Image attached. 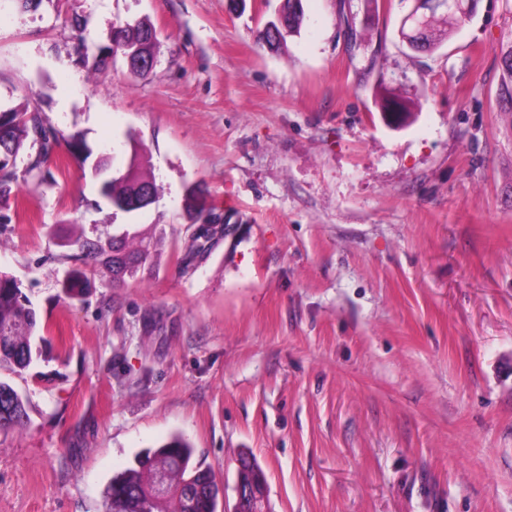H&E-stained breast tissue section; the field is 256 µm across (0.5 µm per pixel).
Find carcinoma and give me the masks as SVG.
<instances>
[{"mask_svg":"<svg viewBox=\"0 0 512 512\" xmlns=\"http://www.w3.org/2000/svg\"><path fill=\"white\" fill-rule=\"evenodd\" d=\"M303 17L302 0H283L281 19L272 23L275 33L265 28L263 43L271 50L279 48L285 37L296 32ZM448 28L464 21L457 14H449L439 7L426 13L422 20L426 30L425 39L429 45L440 48L451 36L442 30L438 22ZM154 28L140 21L119 28L117 44L125 53H134L142 58L155 57L156 41L151 39ZM501 78L498 90L499 101L507 122L512 126V41L501 47ZM0 157L16 159L26 139L39 144L38 153L32 157L25 174L41 182L49 178L44 170L43 155L52 144L65 141L72 155L82 162L92 156L84 136L79 132L66 134L53 127L41 113L32 111L26 104L8 110H0ZM91 174L100 183V193L118 210L135 200L145 186L158 194L159 186L151 173L133 156L127 169L113 173L110 157L101 155L91 166ZM17 180L16 170L4 163L0 165V202L10 194L11 184ZM201 225L191 237L184 268H189L198 254L197 241L208 238L214 232V225ZM135 236L125 234L105 242L88 238H77L71 245L77 248L72 259L77 265L67 273L62 287L68 291L89 283L86 268L98 263L105 264L112 274L113 282L123 283L137 276L142 267L152 259L150 244L141 240L134 244ZM38 328L36 312L26 303L17 279L0 272V367L7 366L21 374L27 371L38 353L33 348V336ZM6 406L7 414L0 413V433L23 428L28 421L27 402L10 384L0 381V407ZM194 448L183 436L175 434L155 449L146 450L134 458V465L112 477L107 489L110 502L108 512H218L220 490L215 476L209 469H203L193 462ZM242 469L239 478L256 482L264 481L256 461L247 453L239 456Z\"/></svg>","mask_w":512,"mask_h":512,"instance_id":"cac0c4a2","label":"carcinoma"}]
</instances>
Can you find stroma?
Returning a JSON list of instances; mask_svg holds the SVG:
<instances>
[{
  "label": "stroma",
  "mask_w": 512,
  "mask_h": 512,
  "mask_svg": "<svg viewBox=\"0 0 512 512\" xmlns=\"http://www.w3.org/2000/svg\"><path fill=\"white\" fill-rule=\"evenodd\" d=\"M280 4L0 0V109L29 104L117 169L142 143L162 187L115 210L61 146L54 183L12 190L0 270L42 356L0 369L29 414L0 434V512H106L112 476L175 432L230 507L246 450L268 512H512V0H478L430 55L400 39L407 0H304L269 51ZM144 20L148 74L80 63ZM393 93L414 106L399 130ZM193 183L226 232L185 274ZM76 224L140 232L153 260L69 296ZM303 0H284L281 7V19L279 24L272 22L275 34L269 32L264 26L262 41L270 49H278L285 40L286 34L297 32L303 17ZM501 78L498 90L499 101L507 122L512 127V41L501 47L500 54Z\"/></svg>",
  "instance_id": "obj_1"
}]
</instances>
